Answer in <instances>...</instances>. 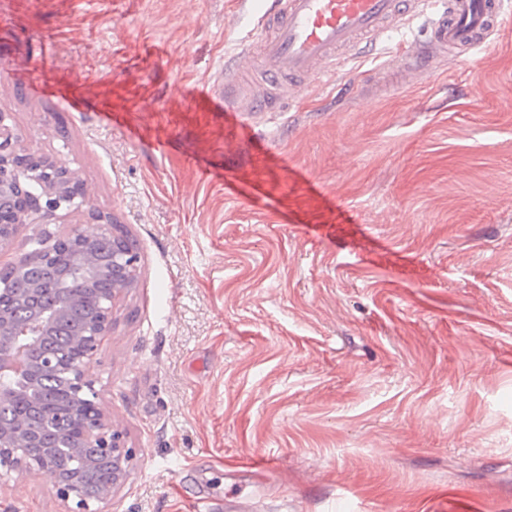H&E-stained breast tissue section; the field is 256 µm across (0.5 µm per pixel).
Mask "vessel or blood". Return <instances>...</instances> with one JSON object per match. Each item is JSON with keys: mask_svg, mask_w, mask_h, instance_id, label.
<instances>
[{"mask_svg": "<svg viewBox=\"0 0 512 512\" xmlns=\"http://www.w3.org/2000/svg\"><path fill=\"white\" fill-rule=\"evenodd\" d=\"M423 14L432 18L427 36L368 71L353 87L357 97L479 52L512 20L505 0H267L239 57L225 62L215 93L238 116L282 111L284 82L293 81L297 93L333 82L345 58Z\"/></svg>", "mask_w": 512, "mask_h": 512, "instance_id": "vessel-or-blood-1", "label": "vessel or blood"}]
</instances>
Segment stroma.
Listing matches in <instances>:
<instances>
[{"label":"stroma","mask_w":512,"mask_h":512,"mask_svg":"<svg viewBox=\"0 0 512 512\" xmlns=\"http://www.w3.org/2000/svg\"><path fill=\"white\" fill-rule=\"evenodd\" d=\"M253 20L0 0V112L89 189L49 230L93 210L140 257L94 367L133 450L101 512H227L253 461L245 512H512V22L350 100L390 34L255 122L196 95ZM85 89L84 111L61 98ZM64 510L39 471L0 482V512Z\"/></svg>","instance_id":"1"}]
</instances>
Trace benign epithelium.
<instances>
[{"mask_svg":"<svg viewBox=\"0 0 512 512\" xmlns=\"http://www.w3.org/2000/svg\"><path fill=\"white\" fill-rule=\"evenodd\" d=\"M9 113L0 112V188L22 193L26 199L25 209L20 213L23 223L45 224L63 211L70 213L80 210L88 190L78 173L65 163L37 157L18 150L7 124ZM89 218L95 222L90 231H74L66 237L51 238L45 234L38 237V255L51 253L58 244L75 236L83 241H92L101 236L119 237L118 228L112 220L100 213L91 212ZM114 263L120 274L132 270L138 274L139 255L118 249ZM120 288L99 299V318L92 323L75 348V361H63L49 354L44 355L40 365L27 364L18 360L25 350L34 347L46 337L53 327L60 311L50 309L36 318L15 327L11 343L14 355L9 351L0 352V402H9L18 395H36L40 388L41 375L46 370L66 368L73 372V392L79 401L80 412L73 416L74 427L68 431L77 441L78 447L89 448L106 456L115 463L112 483L93 502L84 495L81 485L74 479L61 480L50 470L48 460L30 459L22 454L12 453L0 456V480L18 475L35 468L50 479L56 496L66 506V512H98L95 505L112 498V493L125 483L129 473V462L133 450L126 447L123 436L112 427L110 416L99 404L94 366L102 341L112 331V313Z\"/></svg>","mask_w":512,"mask_h":512,"instance_id":"benign-epithelium-1","label":"benign epithelium"}]
</instances>
